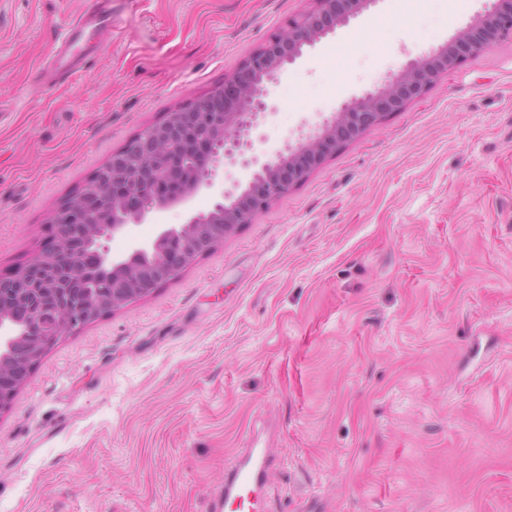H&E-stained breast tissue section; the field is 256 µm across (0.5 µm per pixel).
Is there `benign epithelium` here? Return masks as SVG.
I'll return each mask as SVG.
<instances>
[{"mask_svg": "<svg viewBox=\"0 0 512 512\" xmlns=\"http://www.w3.org/2000/svg\"><path fill=\"white\" fill-rule=\"evenodd\" d=\"M314 6L268 37L224 84L201 100L179 107L138 134L129 147L94 175L83 195L53 213L54 232L25 264L0 280V376L16 374L17 384L0 387V411L25 382L44 352L71 330L93 323L149 294L139 276L155 285L173 280L180 269L163 264L172 248L186 267L205 252L252 223L276 197L302 182L327 155L421 98L429 85L490 45L512 38V0H488L485 10L432 53L408 61L384 84L346 99L336 112L296 143L270 154L265 138H251L260 119L275 110L269 87L304 54L336 29L349 24L378 0H312ZM136 193L131 205L125 192ZM200 193L213 197L206 212L190 203ZM187 210L183 224L166 225L151 240L122 256L107 242L132 224H144L161 210ZM89 230L85 251L97 287L72 297L69 288L80 269L66 227ZM28 306L18 321L10 302Z\"/></svg>", "mask_w": 512, "mask_h": 512, "instance_id": "benign-epithelium-1", "label": "benign epithelium"}]
</instances>
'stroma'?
Here are the masks:
<instances>
[{"mask_svg": "<svg viewBox=\"0 0 512 512\" xmlns=\"http://www.w3.org/2000/svg\"><path fill=\"white\" fill-rule=\"evenodd\" d=\"M310 0H0V273L133 136ZM486 0L377 4L283 73L265 150L451 40ZM184 209L109 241L124 253ZM264 512H512V41L437 79L146 297L77 328L0 411V512H214L251 441ZM91 37L98 39L100 47L107 46L112 39V0H90L88 9L80 14L71 24L66 35L63 81L86 72L87 64L93 58L81 55L84 43Z\"/></svg>", "mask_w": 512, "mask_h": 512, "instance_id": "stroma-1", "label": "stroma"}]
</instances>
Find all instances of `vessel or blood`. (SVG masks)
Masks as SVG:
<instances>
[{"label":"vessel or blood","instance_id":"1","mask_svg":"<svg viewBox=\"0 0 512 512\" xmlns=\"http://www.w3.org/2000/svg\"><path fill=\"white\" fill-rule=\"evenodd\" d=\"M96 38L100 46H107L112 38V0H89L88 8L72 23L65 40L63 80L86 72L90 61L82 47L89 38ZM271 459L267 449L251 448L248 455L238 460L224 474L221 497L225 502L245 506L251 504L258 491L267 484Z\"/></svg>","mask_w":512,"mask_h":512}]
</instances>
